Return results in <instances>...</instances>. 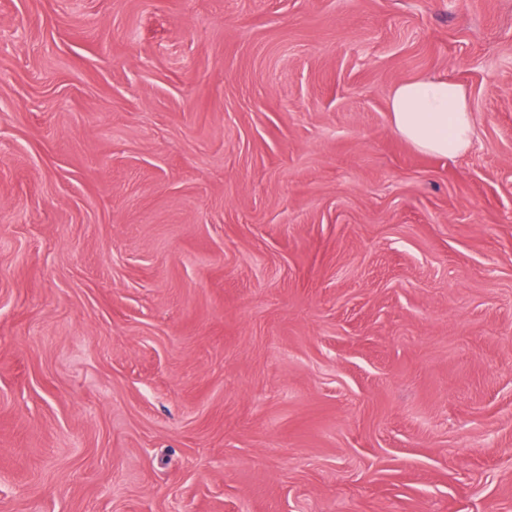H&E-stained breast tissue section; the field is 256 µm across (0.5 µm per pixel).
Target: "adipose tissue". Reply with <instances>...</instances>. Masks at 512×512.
Listing matches in <instances>:
<instances>
[{
    "mask_svg": "<svg viewBox=\"0 0 512 512\" xmlns=\"http://www.w3.org/2000/svg\"><path fill=\"white\" fill-rule=\"evenodd\" d=\"M389 110L393 129L416 150L442 157L465 154L475 127L464 87L441 77L401 83Z\"/></svg>",
    "mask_w": 512,
    "mask_h": 512,
    "instance_id": "ef3b65f1",
    "label": "adipose tissue"
}]
</instances>
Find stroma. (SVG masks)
<instances>
[{
    "instance_id": "obj_1",
    "label": "stroma",
    "mask_w": 512,
    "mask_h": 512,
    "mask_svg": "<svg viewBox=\"0 0 512 512\" xmlns=\"http://www.w3.org/2000/svg\"><path fill=\"white\" fill-rule=\"evenodd\" d=\"M0 512H512V0H0ZM389 110L393 129L420 152L457 157L472 146L473 116L459 83L441 77L401 83Z\"/></svg>"
}]
</instances>
